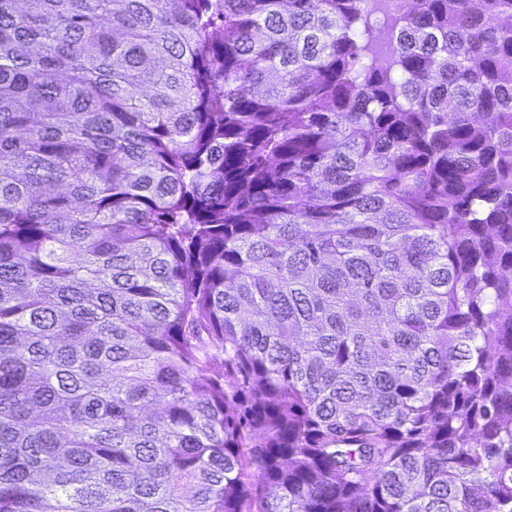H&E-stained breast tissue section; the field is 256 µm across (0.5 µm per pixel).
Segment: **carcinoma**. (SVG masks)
<instances>
[{
    "instance_id": "obj_1",
    "label": "carcinoma",
    "mask_w": 512,
    "mask_h": 512,
    "mask_svg": "<svg viewBox=\"0 0 512 512\" xmlns=\"http://www.w3.org/2000/svg\"><path fill=\"white\" fill-rule=\"evenodd\" d=\"M0 0V512H512V0Z\"/></svg>"
}]
</instances>
